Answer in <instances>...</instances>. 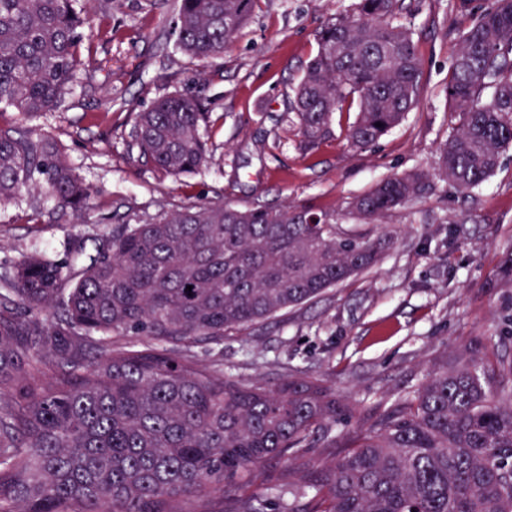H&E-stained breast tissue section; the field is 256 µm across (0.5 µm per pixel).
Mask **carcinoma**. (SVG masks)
I'll use <instances>...</instances> for the list:
<instances>
[{"label": "carcinoma", "mask_w": 512, "mask_h": 512, "mask_svg": "<svg viewBox=\"0 0 512 512\" xmlns=\"http://www.w3.org/2000/svg\"><path fill=\"white\" fill-rule=\"evenodd\" d=\"M257 0H177L179 50L224 54ZM445 90L458 117L428 170L394 175L349 210L375 222L452 184L485 183L512 146V0H454ZM404 0H354L316 35L296 86L305 146L357 109L350 146L365 150L417 104L422 64ZM87 18L77 0H0V112H51L71 91ZM210 113L175 91L135 114L140 155L167 175L210 158ZM46 188L68 223L91 192L57 145L0 129V203ZM391 234L342 231L309 206L238 209L200 202L136 218L103 237L89 262L26 257L0 282V512H264L245 486L288 463L282 512H512V354L488 342L460 367L370 409V425L329 464L314 449L351 410L324 380L243 382L190 355L198 342L275 317L373 268ZM191 290H186L187 286Z\"/></svg>", "instance_id": "cac0c4a2"}]
</instances>
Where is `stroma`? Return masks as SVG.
<instances>
[{
    "label": "stroma",
    "mask_w": 512,
    "mask_h": 512,
    "mask_svg": "<svg viewBox=\"0 0 512 512\" xmlns=\"http://www.w3.org/2000/svg\"><path fill=\"white\" fill-rule=\"evenodd\" d=\"M350 2L258 0L232 45L203 64L175 46L174 0H86L90 66L56 111L30 118L8 109L0 128H35L56 141L90 186L93 208L86 223L70 224L43 190L21 191L0 205V278L35 253L66 259L74 236L94 242L118 222L163 206L294 202L355 229L350 198L389 176L431 167L447 139L453 42L441 30L462 28L465 20L452 0H405L422 61L417 105L368 150L350 147L345 115L332 137L307 149L289 102L317 50L316 31ZM109 28L114 38L106 37ZM175 91L213 105L212 161L178 177L145 164L131 135L134 113ZM381 226L395 243L375 267L273 320L227 332L221 346H194L192 355L270 386L298 371L323 378L355 409L341 429L351 435L371 406L456 363L472 342L493 337L512 349V148L472 193L437 186Z\"/></svg>",
    "instance_id": "1"
}]
</instances>
